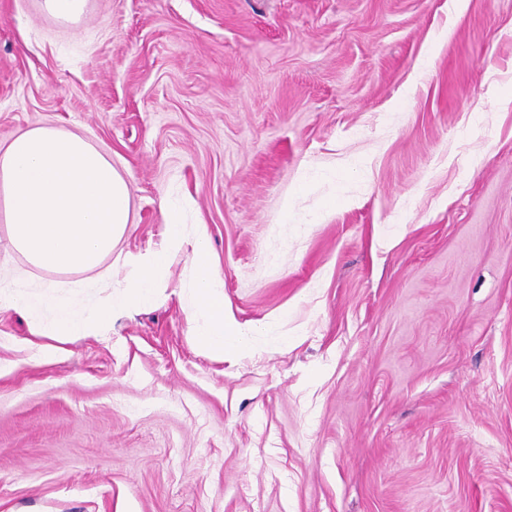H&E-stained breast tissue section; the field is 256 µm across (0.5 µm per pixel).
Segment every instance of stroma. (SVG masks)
<instances>
[{
	"mask_svg": "<svg viewBox=\"0 0 512 512\" xmlns=\"http://www.w3.org/2000/svg\"><path fill=\"white\" fill-rule=\"evenodd\" d=\"M433 65L419 71L424 57ZM512 0H0V143L51 124L204 221L153 304L33 360L0 309V512H512ZM89 0H42L43 10L65 25L80 22L89 9ZM191 260L195 270L193 283L194 307L188 319L195 321L198 313L205 324L197 329L199 347L212 355H239L250 348L247 336H255L258 329L238 324L224 308V279L211 261L210 240L206 230L194 225L189 241Z\"/></svg>",
	"mask_w": 512,
	"mask_h": 512,
	"instance_id": "stroma-1",
	"label": "stroma"
}]
</instances>
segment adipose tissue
I'll return each mask as SVG.
<instances>
[{
	"label": "adipose tissue",
	"mask_w": 512,
	"mask_h": 512,
	"mask_svg": "<svg viewBox=\"0 0 512 512\" xmlns=\"http://www.w3.org/2000/svg\"><path fill=\"white\" fill-rule=\"evenodd\" d=\"M185 205H163L166 240L157 249L126 255L128 275L104 262L131 231V182L110 156L82 135L41 125L0 144V223L25 267L0 268V308L21 311L32 335L90 337L108 318L152 304L166 284L175 252L190 245L195 270L194 307L204 315L199 347L236 356L250 348L253 326L238 324L224 308V280L211 261L204 228H187ZM102 269L104 298L81 311L52 302V286L35 281L31 269Z\"/></svg>",
	"instance_id": "1"
}]
</instances>
